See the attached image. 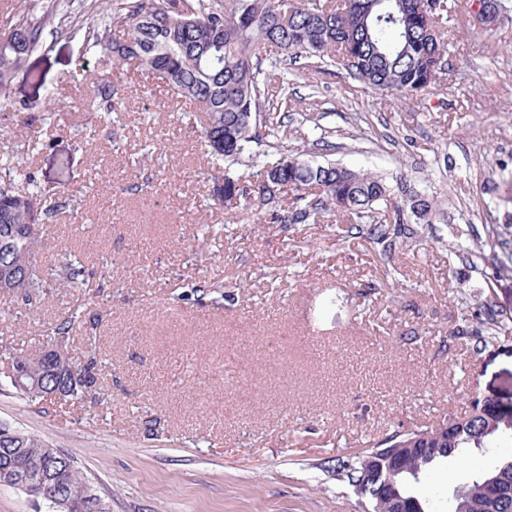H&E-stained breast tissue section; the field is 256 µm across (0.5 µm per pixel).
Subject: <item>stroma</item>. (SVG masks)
I'll return each mask as SVG.
<instances>
[{
  "mask_svg": "<svg viewBox=\"0 0 512 512\" xmlns=\"http://www.w3.org/2000/svg\"><path fill=\"white\" fill-rule=\"evenodd\" d=\"M97 2L0 6V31L55 6L0 108V164L22 159L37 185L75 190L39 263L91 252L73 293L28 305L0 293V355L37 354L76 312L63 350L80 363L96 348L104 390L59 409L21 398L0 373V423L71 455L109 512H361L325 459L464 417L477 399L512 401V335L479 350L453 334L467 301L490 294L512 314V271L492 276L469 256L486 224L512 225L497 191L512 179V11L488 32L458 6L448 72L413 96L281 58L288 83L269 90L294 100L280 144L405 177L446 211L388 261L335 222L255 224L209 207L202 127L155 84L129 78L121 111L100 123L106 104L79 76L106 63L85 51L106 21ZM500 455L469 449L438 466L418 488L428 512H448L453 489Z\"/></svg>",
  "mask_w": 512,
  "mask_h": 512,
  "instance_id": "obj_1",
  "label": "stroma"
}]
</instances>
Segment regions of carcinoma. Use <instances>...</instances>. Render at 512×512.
Here are the masks:
<instances>
[{
	"mask_svg": "<svg viewBox=\"0 0 512 512\" xmlns=\"http://www.w3.org/2000/svg\"><path fill=\"white\" fill-rule=\"evenodd\" d=\"M108 10V21L93 36L89 49L111 56V72L91 74L88 87L109 102L99 119H111L123 80L137 73L163 87L170 97L192 109L187 120L204 117L206 154L214 167L209 200L218 208L238 209L268 224H318L336 212L348 223L346 233L364 234L386 260L408 244L402 230L390 226L438 220L437 201L385 178L334 163L315 164L300 154L275 161L260 159L254 147L274 135L280 122L268 116L278 107L268 96L270 73L280 64L277 54L304 58L323 69L329 64L374 89L417 94L438 81L430 66L443 61V41L456 0H438L427 24L424 0H123ZM49 12L24 13L0 33V98H6L14 71L41 43ZM242 165L249 172L231 171ZM13 167L0 175V290L31 303L46 288H77L85 284L80 258L68 256L60 270L45 277L37 265L32 239H41L46 206L53 188L25 191L15 185ZM492 241L490 254L471 252L472 263L500 272L512 263V253H499L509 226L486 225ZM475 325L456 329L455 335L486 337L512 331V315L497 308L492 295L470 305ZM75 316L54 326L56 343L69 339ZM11 364L28 370L24 384L11 383L30 400L52 403L55 393L69 389L63 401L98 394L97 356L73 367L79 381L72 389L51 372L50 351L36 358L12 357ZM471 422L456 426L436 440L434 447L402 462L397 474L386 463L387 449L403 438L397 430L368 441L367 447L326 459L325 469L346 485L371 512H387V497L401 501L402 512H426L414 493L430 472L466 448H488L512 420V407L474 403ZM49 443L0 424V469H10L15 482L30 490L47 476L64 485L70 507L66 512H92L96 491L81 476L73 458L58 451L42 469L30 463L43 455ZM512 492V453L500 457L493 470L452 492L451 512H490L503 493Z\"/></svg>",
	"mask_w": 512,
	"mask_h": 512,
	"instance_id": "obj_1",
	"label": "carcinoma"
}]
</instances>
